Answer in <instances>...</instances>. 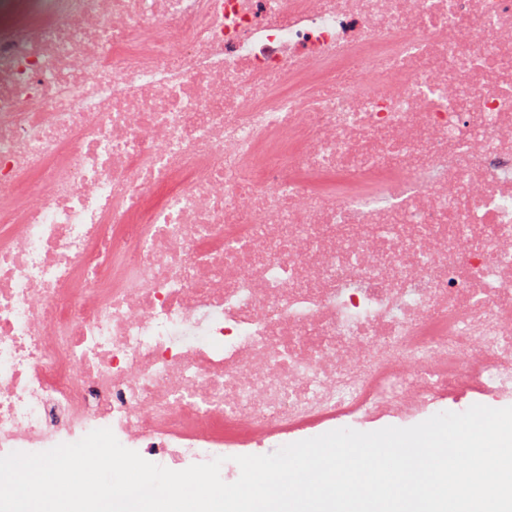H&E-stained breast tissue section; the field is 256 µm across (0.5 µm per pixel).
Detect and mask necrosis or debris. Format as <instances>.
<instances>
[{
	"label": "necrosis or debris",
	"instance_id": "4bbe7bcc",
	"mask_svg": "<svg viewBox=\"0 0 512 512\" xmlns=\"http://www.w3.org/2000/svg\"><path fill=\"white\" fill-rule=\"evenodd\" d=\"M463 387L512 394V0H0V455Z\"/></svg>",
	"mask_w": 512,
	"mask_h": 512
}]
</instances>
